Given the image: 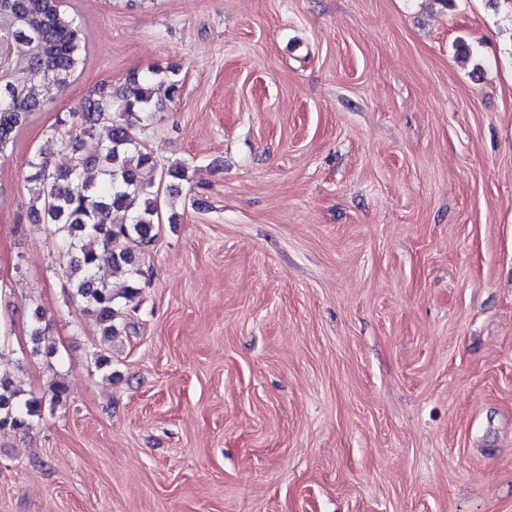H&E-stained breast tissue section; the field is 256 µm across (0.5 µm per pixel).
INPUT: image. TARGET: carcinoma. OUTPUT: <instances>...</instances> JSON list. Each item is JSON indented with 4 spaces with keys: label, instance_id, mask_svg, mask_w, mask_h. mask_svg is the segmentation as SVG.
Segmentation results:
<instances>
[{
    "label": "carcinoma",
    "instance_id": "obj_1",
    "mask_svg": "<svg viewBox=\"0 0 512 512\" xmlns=\"http://www.w3.org/2000/svg\"><path fill=\"white\" fill-rule=\"evenodd\" d=\"M2 45L9 62L0 68V147L53 102L54 90L84 68L88 54L82 24L57 0H0ZM179 71L177 66L150 68L129 75L118 90L99 87L82 107L67 168H51L38 153L27 160L31 211L54 225L71 255L74 294L109 341L130 334L135 322L97 272L107 264L139 284L140 256L161 223V184L186 180L181 162L167 166L157 181L144 178L141 170L154 162L136 134L137 126L180 98ZM50 72L52 83L45 81ZM158 87L164 92L157 93ZM103 121L112 123L106 142L98 136ZM41 407L42 400L23 397L12 381L0 378V432L29 430Z\"/></svg>",
    "mask_w": 512,
    "mask_h": 512
}]
</instances>
